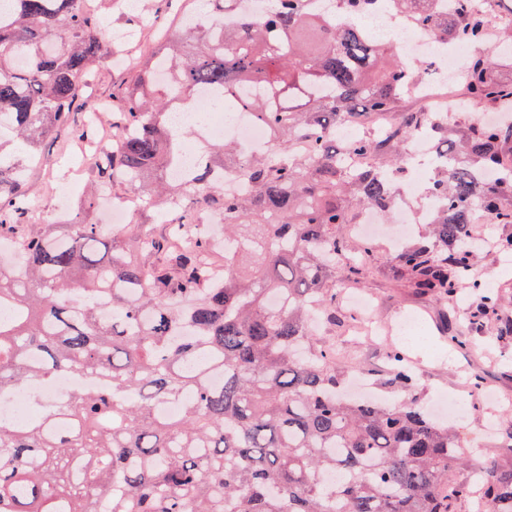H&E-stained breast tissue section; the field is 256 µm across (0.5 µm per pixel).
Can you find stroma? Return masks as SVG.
Returning <instances> with one entry per match:
<instances>
[{
  "instance_id": "1",
  "label": "stroma",
  "mask_w": 512,
  "mask_h": 512,
  "mask_svg": "<svg viewBox=\"0 0 512 512\" xmlns=\"http://www.w3.org/2000/svg\"><path fill=\"white\" fill-rule=\"evenodd\" d=\"M103 22V36L119 31L133 35L139 60H147L161 46V34L167 31L178 7V0H137L134 11L125 13L115 9L113 0H95ZM70 134L52 139L46 146L44 164L30 172L28 189L32 202L46 215L57 210L56 199L42 190L46 176L64 181L89 184L91 173H80L81 158L66 152ZM376 259L372 273L360 291L375 300V316L384 322L395 321L411 312H419L424 320L428 344L416 349L417 384L413 398L435 406L439 394H453L467 400L468 406L452 423L457 436L465 446L467 463L454 468L451 480L458 481L478 468L491 465L512 466V451L504 449L507 437L512 436V264L505 265L497 251H480L478 269L488 271L494 285L500 286L503 301L498 315L483 328L462 322L459 335L468 337L470 348L449 352L445 338L448 334V315L462 316L474 302L470 294H461L454 306L399 283L394 274V255L384 240L374 242ZM336 320L321 324L311 338L315 347L335 346L338 351L336 369L344 374L352 365H359L370 373L377 395L386 403L395 404L405 397L400 388L391 385L387 355L397 348L396 340L386 336L366 337L355 333L350 316L352 310L344 291H337L333 304ZM481 381L492 397V404L474 402L470 392L474 381Z\"/></svg>"
}]
</instances>
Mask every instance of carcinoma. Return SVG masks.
Here are the masks:
<instances>
[{
	"label": "carcinoma",
	"instance_id": "obj_1",
	"mask_svg": "<svg viewBox=\"0 0 512 512\" xmlns=\"http://www.w3.org/2000/svg\"><path fill=\"white\" fill-rule=\"evenodd\" d=\"M0 16V240H17L0 264V394L43 376L89 374L97 383L64 401L35 398L27 416L0 421V512H455L472 489H448V468L464 459L456 437L415 399L389 405L338 395L335 353L307 352L311 320L331 318L324 288L340 265L344 286L361 282L372 246L352 240L349 213L392 209L406 138L429 119L410 112L379 135L349 144L333 130L361 128L391 112L419 70L384 59L368 29L319 15L305 0H271L264 22L246 17L216 38L179 26L116 100L122 145L94 169L98 184L121 180L133 215L169 196L165 236L139 224L108 231L74 217L62 233L37 223L27 171L50 139L72 129L79 90L108 52L101 19L84 0H11ZM442 39L482 45L465 71L464 95L490 110L512 99V82L490 77L512 23L484 44L486 12L454 0L444 17L435 0H391ZM23 56L25 64L16 63ZM172 70L179 102L152 81ZM251 83L266 98L241 95ZM206 89V109L249 110L271 130V155H240L223 141L204 145L203 168L180 167L186 131L168 111ZM438 165L429 184L441 206L430 239L395 257L399 280L437 298H478L473 324L497 314L500 292L474 275L480 244L473 212L512 224V124L456 131L436 118ZM368 156L366 168L350 158ZM250 182L245 196L211 178L224 159ZM224 211V263L192 221L202 205ZM248 257L253 270H240ZM107 299L112 316L103 317ZM393 382L409 391L415 374L390 355ZM181 413L162 418L158 403ZM339 472L340 484H326ZM488 512H512V468L485 476Z\"/></svg>",
	"mask_w": 512,
	"mask_h": 512
}]
</instances>
